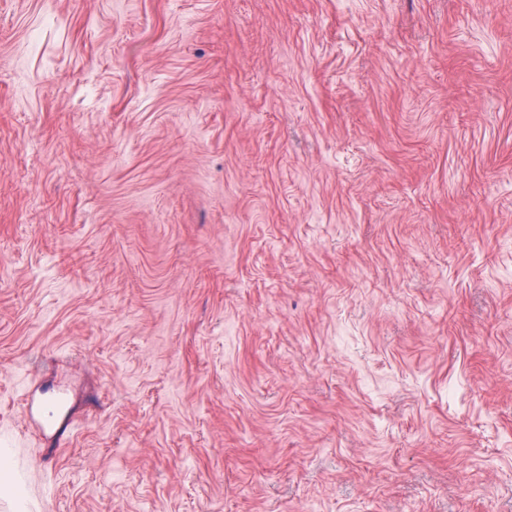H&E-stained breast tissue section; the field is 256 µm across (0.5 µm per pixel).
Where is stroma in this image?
<instances>
[{"label": "stroma", "mask_w": 512, "mask_h": 512, "mask_svg": "<svg viewBox=\"0 0 512 512\" xmlns=\"http://www.w3.org/2000/svg\"><path fill=\"white\" fill-rule=\"evenodd\" d=\"M1 448L0 512H512V0H0Z\"/></svg>", "instance_id": "obj_1"}]
</instances>
